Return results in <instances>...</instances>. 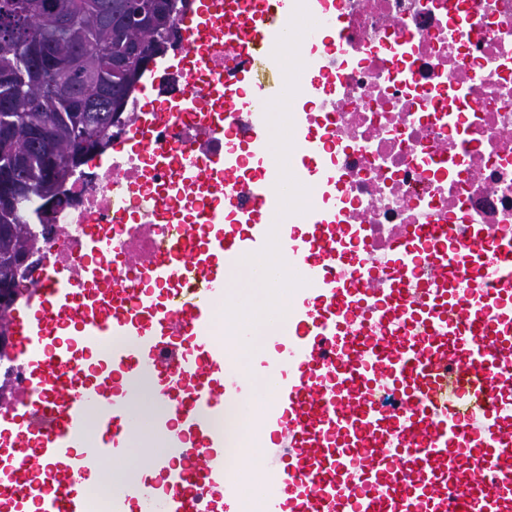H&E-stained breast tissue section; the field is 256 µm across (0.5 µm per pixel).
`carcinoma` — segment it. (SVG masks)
Listing matches in <instances>:
<instances>
[{"label":"carcinoma","instance_id":"1","mask_svg":"<svg viewBox=\"0 0 512 512\" xmlns=\"http://www.w3.org/2000/svg\"><path fill=\"white\" fill-rule=\"evenodd\" d=\"M178 0H0V171L17 182L14 202L0 201V282L20 286L18 259L40 243L27 230L48 204L63 202L72 128L105 138L79 155L84 165L111 144L115 119L146 71L167 50ZM49 53L68 52L72 70L51 84L33 71L28 32Z\"/></svg>","mask_w":512,"mask_h":512}]
</instances>
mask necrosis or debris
<instances>
[{
  "label": "necrosis or debris",
  "mask_w": 512,
  "mask_h": 512,
  "mask_svg": "<svg viewBox=\"0 0 512 512\" xmlns=\"http://www.w3.org/2000/svg\"><path fill=\"white\" fill-rule=\"evenodd\" d=\"M315 26L304 37L309 94L296 121L314 120L328 140L325 159L341 176L326 204L340 224H366L386 253L396 237L427 224L512 225V0H305ZM468 18L474 32L462 31ZM210 66L193 67L196 56ZM235 52L223 33L179 38L155 58L145 80L156 85L155 111L139 98L122 145L84 165L66 186L27 285L61 270L85 279L86 235L115 238L120 257L100 285L132 288L142 263L158 253V224L238 222L212 191L222 176L206 167L214 151L207 127L234 122L223 95L185 112L182 100L232 76ZM459 93L456 110L448 98ZM169 115L157 122L155 112ZM202 169L188 193L167 189L181 164Z\"/></svg>",
  "instance_id": "necrosis-or-debris-1"
}]
</instances>
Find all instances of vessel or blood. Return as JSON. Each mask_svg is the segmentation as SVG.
Here are the masks:
<instances>
[{"instance_id":"1","label":"vessel or blood","mask_w":512,"mask_h":512,"mask_svg":"<svg viewBox=\"0 0 512 512\" xmlns=\"http://www.w3.org/2000/svg\"><path fill=\"white\" fill-rule=\"evenodd\" d=\"M282 11L224 15L245 31L236 48L253 94L244 113L266 144L267 102L284 90L273 52ZM290 167L314 179L321 130H303ZM212 162L215 189H246L243 221L192 225L180 255L153 260L141 288H83L52 273L17 314L18 350L43 356L31 377L44 393L0 411V512H88L83 476L120 463L135 434L136 384L151 376L165 409L152 425L166 450L143 483L112 494V512H140L141 487L159 512H240L250 479L261 512H512V225L430 224L381 255L365 224H335L309 210L303 227H271L278 167L245 179L243 157ZM276 231L280 254L305 286L288 298L257 368L270 394L225 452L229 405L252 399L238 373L236 337L213 334L214 305L230 271ZM99 346L87 358L88 343ZM101 442L84 447L89 428Z\"/></svg>"}]
</instances>
